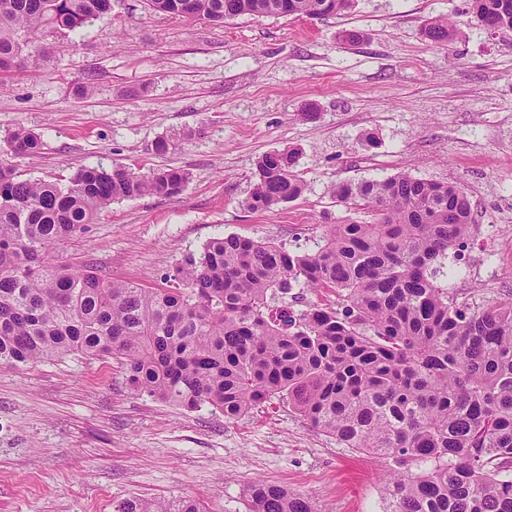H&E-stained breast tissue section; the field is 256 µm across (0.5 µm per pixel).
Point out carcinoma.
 Returning a JSON list of instances; mask_svg holds the SVG:
<instances>
[{"instance_id":"cac0c4a2","label":"carcinoma","mask_w":512,"mask_h":512,"mask_svg":"<svg viewBox=\"0 0 512 512\" xmlns=\"http://www.w3.org/2000/svg\"><path fill=\"white\" fill-rule=\"evenodd\" d=\"M110 0H0V88L24 61L17 35L78 32ZM161 14L222 25L241 16L326 19L355 0H145ZM482 26L512 29V0H470ZM423 33L455 37L445 16ZM14 158L42 150L20 128ZM291 148L262 155L246 208L271 212L303 195ZM189 174L169 168L79 169L66 184L22 179L0 161V365L82 354L118 361L130 388L235 420L275 397L346 448L382 460L389 512H512V300L469 311L438 280L440 259L472 229L463 188L407 173L341 181L339 203L369 220L333 224L312 252L215 237L152 289L73 269L58 245L114 202L174 198ZM336 294L297 314L271 305L295 287ZM425 464L414 473L411 467ZM248 512H316L263 481ZM113 512H207L192 499H124Z\"/></svg>"}]
</instances>
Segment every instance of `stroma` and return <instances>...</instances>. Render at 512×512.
<instances>
[{"label": "stroma", "mask_w": 512, "mask_h": 512, "mask_svg": "<svg viewBox=\"0 0 512 512\" xmlns=\"http://www.w3.org/2000/svg\"><path fill=\"white\" fill-rule=\"evenodd\" d=\"M439 15L457 29L452 43L422 33ZM346 30L360 40H343ZM38 42L46 53L0 91V160L25 127L44 141L18 160L25 179L92 165L190 176L177 197L113 203L60 247L61 262L163 288L222 235L312 251L329 225L363 218L331 198L333 184L405 172L458 184L469 199L468 247L442 264L450 295L473 308L512 298V30L489 32L466 0H357L325 20L242 16L221 27L114 0L80 33L45 30ZM312 104L317 116L305 119ZM162 136L175 145L154 153ZM285 147L299 151L305 193L247 210L258 157ZM380 472L279 400L229 421L134 392L110 358L0 367V512H113L129 497L245 512L258 479L318 512H372L384 504Z\"/></svg>", "instance_id": "stroma-1"}]
</instances>
